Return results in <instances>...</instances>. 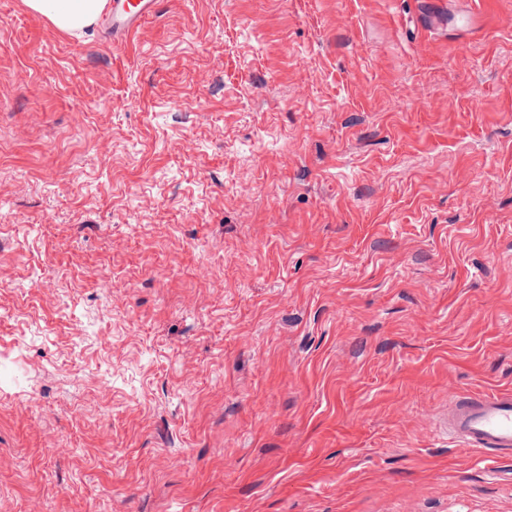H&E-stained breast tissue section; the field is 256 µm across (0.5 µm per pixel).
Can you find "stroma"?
<instances>
[{
  "label": "stroma",
  "instance_id": "obj_1",
  "mask_svg": "<svg viewBox=\"0 0 512 512\" xmlns=\"http://www.w3.org/2000/svg\"><path fill=\"white\" fill-rule=\"evenodd\" d=\"M0 0V512H512V0ZM28 8L48 17L56 27L82 32L92 25L105 7L106 0H26ZM159 0H110L101 27L112 42L132 35L147 17L159 10ZM441 435L483 453L496 462L512 454V393H479L457 397L439 424Z\"/></svg>",
  "mask_w": 512,
  "mask_h": 512
}]
</instances>
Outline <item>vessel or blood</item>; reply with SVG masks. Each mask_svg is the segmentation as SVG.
Wrapping results in <instances>:
<instances>
[{"instance_id": "1", "label": "vessel or blood", "mask_w": 512, "mask_h": 512, "mask_svg": "<svg viewBox=\"0 0 512 512\" xmlns=\"http://www.w3.org/2000/svg\"><path fill=\"white\" fill-rule=\"evenodd\" d=\"M160 0H110L101 27L114 40L132 35L159 10ZM439 434L480 450L487 461L512 454V393H479L457 397Z\"/></svg>"}]
</instances>
